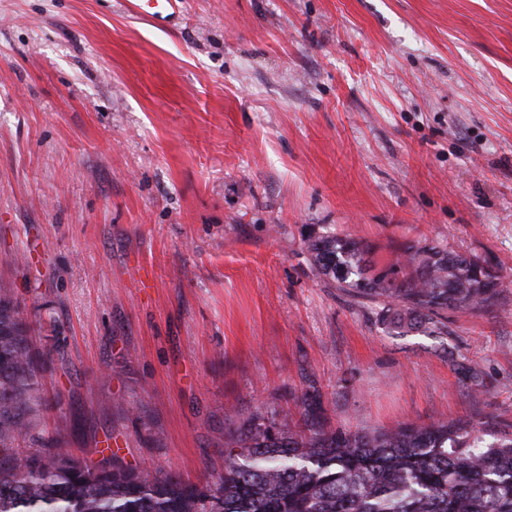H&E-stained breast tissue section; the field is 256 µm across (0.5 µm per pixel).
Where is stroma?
<instances>
[{
    "label": "stroma",
    "instance_id": "35a3bbf8",
    "mask_svg": "<svg viewBox=\"0 0 512 512\" xmlns=\"http://www.w3.org/2000/svg\"><path fill=\"white\" fill-rule=\"evenodd\" d=\"M174 11L0 0V288L54 361L40 433L199 483L226 408L309 379L335 426L512 423V0ZM310 224L489 259L501 299L389 335Z\"/></svg>",
    "mask_w": 512,
    "mask_h": 512
}]
</instances>
